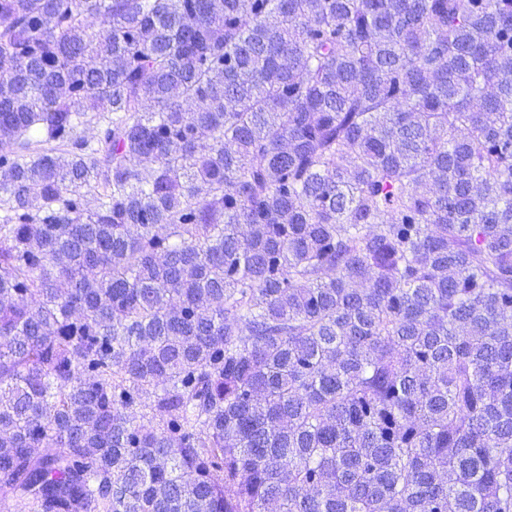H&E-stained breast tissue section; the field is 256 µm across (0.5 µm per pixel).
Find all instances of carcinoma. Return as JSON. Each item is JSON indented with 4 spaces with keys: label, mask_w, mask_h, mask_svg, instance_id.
Masks as SVG:
<instances>
[{
    "label": "carcinoma",
    "mask_w": 512,
    "mask_h": 512,
    "mask_svg": "<svg viewBox=\"0 0 512 512\" xmlns=\"http://www.w3.org/2000/svg\"><path fill=\"white\" fill-rule=\"evenodd\" d=\"M2 499L512 512V0H0Z\"/></svg>",
    "instance_id": "obj_1"
}]
</instances>
